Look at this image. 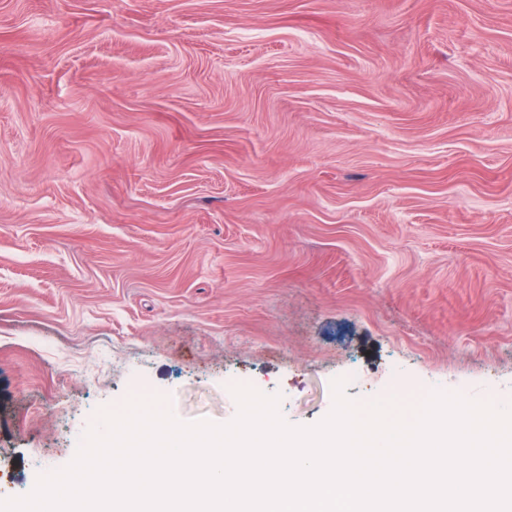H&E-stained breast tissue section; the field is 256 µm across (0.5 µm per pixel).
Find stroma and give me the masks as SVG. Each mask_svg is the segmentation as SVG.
<instances>
[{
	"mask_svg": "<svg viewBox=\"0 0 512 512\" xmlns=\"http://www.w3.org/2000/svg\"><path fill=\"white\" fill-rule=\"evenodd\" d=\"M338 377L512 405V0H0V484Z\"/></svg>",
	"mask_w": 512,
	"mask_h": 512,
	"instance_id": "stroma-1",
	"label": "stroma"
}]
</instances>
